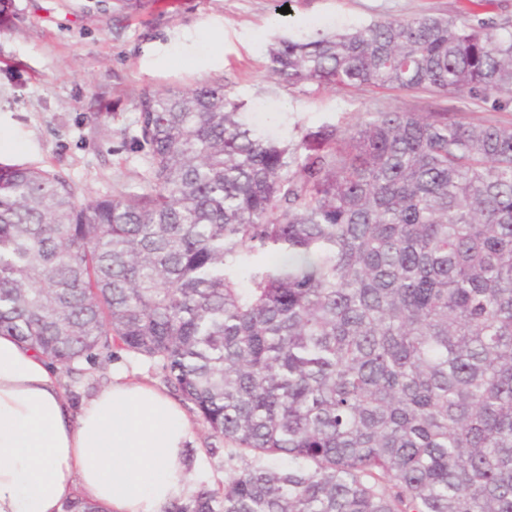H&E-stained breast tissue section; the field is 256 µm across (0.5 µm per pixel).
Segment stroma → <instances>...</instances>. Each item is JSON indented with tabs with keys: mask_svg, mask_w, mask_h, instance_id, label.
Instances as JSON below:
<instances>
[{
	"mask_svg": "<svg viewBox=\"0 0 512 512\" xmlns=\"http://www.w3.org/2000/svg\"><path fill=\"white\" fill-rule=\"evenodd\" d=\"M512 19V0H0V162L68 176L78 200L138 186L135 108L144 90L221 84L250 123L294 143L326 123L376 111L444 112L449 119L512 124L465 95L360 87L293 86L271 76L277 39L336 32L381 18L433 15ZM165 387L153 362L99 355L60 369L65 395L81 402L113 374ZM231 443L196 423L188 467L196 488L217 489L245 467Z\"/></svg>",
	"mask_w": 512,
	"mask_h": 512,
	"instance_id": "stroma-1",
	"label": "stroma"
}]
</instances>
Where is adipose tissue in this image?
I'll return each instance as SVG.
<instances>
[{"label":"adipose tissue","instance_id":"adipose-tissue-1","mask_svg":"<svg viewBox=\"0 0 512 512\" xmlns=\"http://www.w3.org/2000/svg\"><path fill=\"white\" fill-rule=\"evenodd\" d=\"M193 436L178 402L120 373L72 405L54 365L0 335V512H63L77 497L102 512H164L195 491Z\"/></svg>","mask_w":512,"mask_h":512}]
</instances>
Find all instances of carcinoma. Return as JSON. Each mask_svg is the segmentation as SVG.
<instances>
[{
	"label": "carcinoma",
	"mask_w": 512,
	"mask_h": 512,
	"mask_svg": "<svg viewBox=\"0 0 512 512\" xmlns=\"http://www.w3.org/2000/svg\"><path fill=\"white\" fill-rule=\"evenodd\" d=\"M291 85L512 105V24L374 20ZM145 170L0 164V335L157 362L245 468L168 512H512V125L364 112L285 144L222 85L138 99Z\"/></svg>",
	"instance_id": "cac0c4a2"
}]
</instances>
